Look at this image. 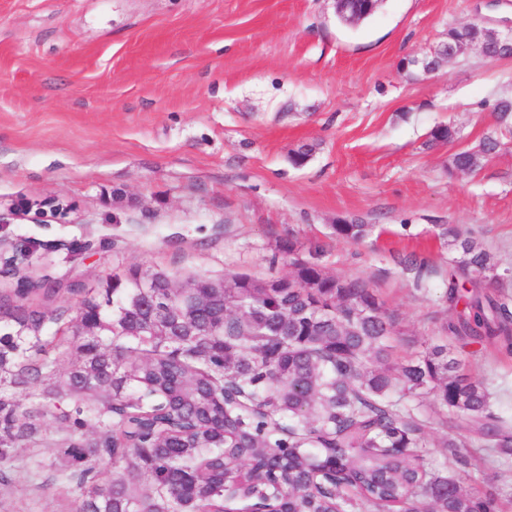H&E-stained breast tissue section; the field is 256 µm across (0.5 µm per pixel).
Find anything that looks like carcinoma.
Wrapping results in <instances>:
<instances>
[{
	"mask_svg": "<svg viewBox=\"0 0 512 512\" xmlns=\"http://www.w3.org/2000/svg\"><path fill=\"white\" fill-rule=\"evenodd\" d=\"M477 38L448 28L450 45ZM492 111L508 123L512 98ZM456 135L437 125L428 144ZM502 145L489 135L453 153L448 171L475 172ZM333 229L358 243L374 225ZM439 237L454 253L448 336L512 349V268L474 236ZM282 251L288 276L227 273L222 288L206 276L178 288L164 271L130 268L101 288L0 291V488L23 483L35 498L55 486L59 512H226L237 506L226 485L245 478L273 512H500L501 495L429 465L450 412L471 435L446 436L451 455L473 440L512 456V421L487 383L466 377L446 344L400 359L391 317L365 282L328 274L291 241ZM66 294L82 298L50 313L29 304ZM48 418L59 426L51 442Z\"/></svg>",
	"mask_w": 512,
	"mask_h": 512,
	"instance_id": "1",
	"label": "carcinoma"
}]
</instances>
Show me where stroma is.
Here are the masks:
<instances>
[{"instance_id":"obj_1","label":"stroma","mask_w":512,"mask_h":512,"mask_svg":"<svg viewBox=\"0 0 512 512\" xmlns=\"http://www.w3.org/2000/svg\"><path fill=\"white\" fill-rule=\"evenodd\" d=\"M511 18L512 0H384L355 25L334 0H0V290L22 274L91 288L130 267L179 286L285 275L291 239L376 292L402 351L445 340L441 230L512 267V133L482 170L448 172L498 131L512 59L416 62L449 27ZM440 124L457 140L427 147ZM304 143L315 151L294 165ZM48 200L65 214L39 212ZM344 223L375 232L351 243L332 232ZM453 350L512 417V351ZM448 433L467 436L465 420L434 431L433 466L512 489V460L474 447L460 464L439 445Z\"/></svg>"}]
</instances>
